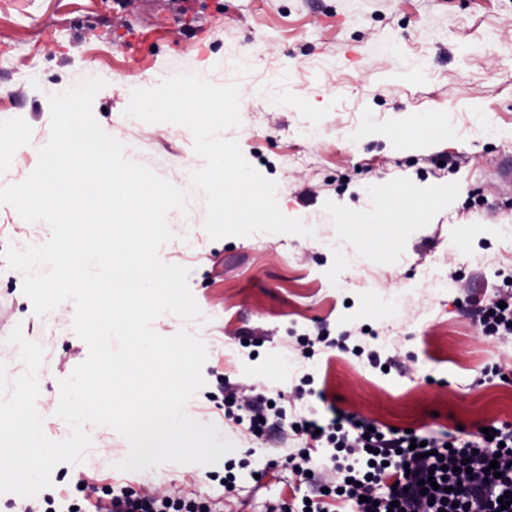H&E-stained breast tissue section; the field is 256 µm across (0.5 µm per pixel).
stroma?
I'll return each mask as SVG.
<instances>
[{"label": "stroma", "instance_id": "1", "mask_svg": "<svg viewBox=\"0 0 512 512\" xmlns=\"http://www.w3.org/2000/svg\"><path fill=\"white\" fill-rule=\"evenodd\" d=\"M232 52L248 67L247 110L224 137L277 182L281 211L313 235L214 240L205 213L196 214L194 246L177 238L160 257L188 268L200 313L169 314L152 328L206 344L191 415L222 427L236 449L213 466L122 472L126 439L90 425L82 461L55 466L50 493H74L82 482L93 501L103 485L128 484L219 497L224 512H266L308 492L286 454L305 448L319 464L327 452L291 431L298 417L335 409L387 433L463 438L489 424L512 427V336L482 335L476 316L512 278V180L499 176L512 162V0H201L188 31L167 12L142 13L139 0L122 10L110 0H0V117L32 129L14 154L16 174L38 163L49 95L107 72L93 102L97 121L111 126L125 155L149 156L150 170L185 187L204 165L190 131L130 120L127 89L199 73L205 61L221 68ZM425 114L453 120L458 135L439 123L413 138ZM481 127L491 135H478ZM50 235L48 225L0 206V361L12 377L23 368L7 341L14 327L43 346L36 408L45 435L62 441L70 428L56 415L59 381L89 354L73 329L75 303L35 313L4 257ZM474 255L485 264L471 265ZM437 259L440 286L423 279ZM223 385L279 397L282 411L263 438L247 424L225 425ZM228 464L237 474L231 490L216 480Z\"/></svg>", "mask_w": 512, "mask_h": 512}]
</instances>
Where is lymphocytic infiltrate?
<instances>
[{"mask_svg":"<svg viewBox=\"0 0 512 512\" xmlns=\"http://www.w3.org/2000/svg\"><path fill=\"white\" fill-rule=\"evenodd\" d=\"M300 435H321L338 450L359 449L366 455L360 465H344V477L327 483L326 496L354 501L357 512H512V504L499 502L512 492V431L491 427L473 439L459 441L452 435L427 436L426 446L412 444L410 433L378 435L368 421L340 413L329 418L302 417L291 424ZM432 451L431 466L418 468L415 460L424 451ZM497 469H490V462ZM468 467L472 478L459 485L456 471ZM399 473L396 490L378 502L356 499L359 485L380 482L388 470ZM435 479V487L422 488V481ZM101 512H223L221 503L191 496L172 498L149 494L132 486L101 487L96 501Z\"/></svg>","mask_w":512,"mask_h":512,"instance_id":"obj_1","label":"lymphocytic infiltrate"}]
</instances>
